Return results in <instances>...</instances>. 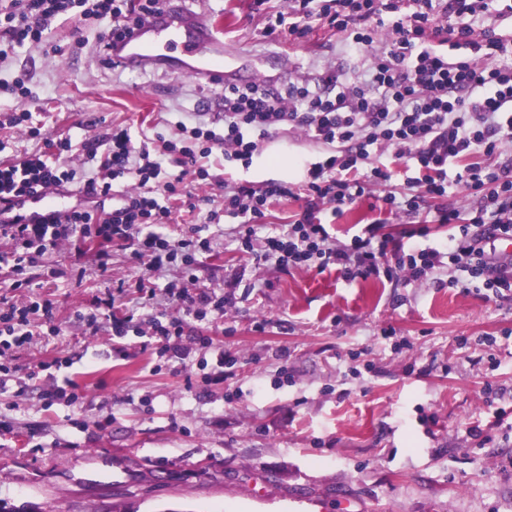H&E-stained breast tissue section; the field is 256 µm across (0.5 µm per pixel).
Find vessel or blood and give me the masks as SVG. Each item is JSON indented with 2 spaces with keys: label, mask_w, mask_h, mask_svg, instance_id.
Instances as JSON below:
<instances>
[{
  "label": "vessel or blood",
  "mask_w": 512,
  "mask_h": 512,
  "mask_svg": "<svg viewBox=\"0 0 512 512\" xmlns=\"http://www.w3.org/2000/svg\"><path fill=\"white\" fill-rule=\"evenodd\" d=\"M102 59L128 70L167 67L212 87L238 82L243 73L242 67L225 61L223 23L207 5L197 10L164 8L127 31L106 35ZM68 211L64 193L51 189L14 198L9 213L32 223Z\"/></svg>",
  "instance_id": "1"
}]
</instances>
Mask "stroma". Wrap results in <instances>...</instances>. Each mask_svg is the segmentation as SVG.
<instances>
[{"instance_id": "35a3bbf8", "label": "stroma", "mask_w": 512, "mask_h": 512, "mask_svg": "<svg viewBox=\"0 0 512 512\" xmlns=\"http://www.w3.org/2000/svg\"><path fill=\"white\" fill-rule=\"evenodd\" d=\"M210 5L222 14L229 59L249 53L270 84L331 69L353 78L371 61L326 27L294 46L268 41L252 0ZM101 54L96 34L62 18L45 48L20 50L0 79L30 77L29 109L51 138L121 125L137 138L173 140L176 120L198 119L224 98L223 88L170 70H113ZM324 152L301 130H279L249 167L225 164L217 150L208 159L217 183L188 182L197 209L178 211L164 231L176 237L200 225L212 254L195 286L222 294L224 307L194 322L210 344L186 342L185 360L160 357L157 337L116 343L107 324L93 333L77 318L112 291L116 311L141 321L182 316L163 293L182 279L180 264L150 274L116 245L102 271L76 266L63 245L39 258L27 288L10 291L11 273H0L6 305L40 300L53 312L52 322L36 318L31 344L5 357L0 501L12 512H512V427L493 418L512 408L498 396L512 392V298L490 297L477 282L449 287L444 268L416 281L283 270L237 251L233 218L204 224L225 188L299 182L302 164ZM271 156L278 165L268 166ZM378 160L394 170L391 182L323 213L333 243L376 223L396 238L409 229L408 217L375 205L406 191L404 164L389 151ZM145 274L157 289L148 302L134 287ZM54 324L60 335H51ZM57 356L69 365L52 366ZM42 362L50 377L30 379ZM220 369L224 383H205ZM53 382L62 393L50 397ZM74 383L85 395L72 403Z\"/></svg>"}]
</instances>
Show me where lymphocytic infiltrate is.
I'll return each mask as SVG.
<instances>
[{"mask_svg":"<svg viewBox=\"0 0 512 512\" xmlns=\"http://www.w3.org/2000/svg\"><path fill=\"white\" fill-rule=\"evenodd\" d=\"M162 6V0H0V62L19 48L45 46L60 16L116 29L138 11ZM508 18L512 0H288L286 8L268 15L265 38L295 45L315 26H328L352 51L372 52L367 78L355 83L329 71L281 91L258 83L226 86L222 128L177 122L179 142L160 152L134 140L128 129L115 128L99 139L65 135L47 154L26 150L1 158L0 204L75 182L98 204L32 224L0 223V241L8 245L0 251V268L17 274L13 286L19 289L38 257L63 245L75 264L91 261L102 270L116 242L150 271L182 261L185 281L176 296L186 315L154 326L161 354L182 358L188 316L202 305L223 308L224 298L213 291L190 293L198 258L210 253L211 244L192 233L174 239L163 232L174 221L169 202L181 198L185 177L210 179L202 160L214 148H223L225 162L246 164L272 131L291 125L330 151L305 165L298 187L241 182L225 192L223 209L209 210L205 221L237 219L239 251L262 248L263 260L283 269L335 265L349 280L404 272L417 278L448 266L467 272L493 297H511L512 256L489 248L499 236L512 235V37L498 32ZM31 97L27 79L0 81V116L22 128L27 140L38 141L42 127L25 107ZM78 149L100 158V173L81 177L67 167L66 158ZM388 149L404 162L408 190L383 196V209L413 216L424 197L442 198L452 188L482 198L474 210L437 209L438 223L456 227L441 247L409 248L375 227L350 244H331L321 213L339 214L371 187L391 181L394 173L385 165L359 169L370 154ZM129 174L138 190L115 192L114 180ZM296 190L304 201L298 219L287 231L266 232L269 199ZM36 312L52 315L50 305L36 301L0 314V358L32 338L29 316Z\"/></svg>","mask_w":512,"mask_h":512,"instance_id":"lymphocytic-infiltrate-1","label":"lymphocytic infiltrate"}]
</instances>
